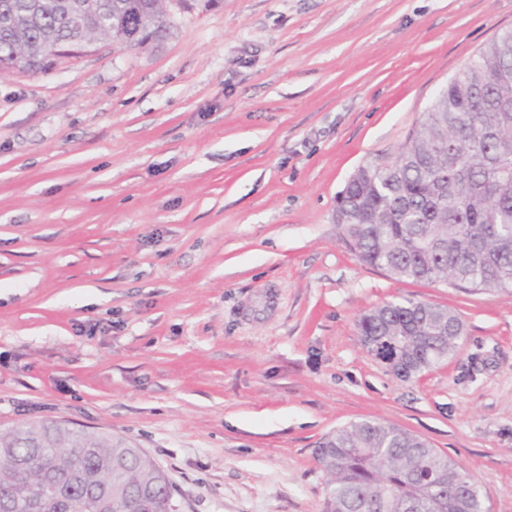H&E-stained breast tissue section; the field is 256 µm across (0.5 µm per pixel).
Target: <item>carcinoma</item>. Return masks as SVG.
Masks as SVG:
<instances>
[{
	"label": "carcinoma",
	"mask_w": 512,
	"mask_h": 512,
	"mask_svg": "<svg viewBox=\"0 0 512 512\" xmlns=\"http://www.w3.org/2000/svg\"><path fill=\"white\" fill-rule=\"evenodd\" d=\"M50 0L39 27L4 28L0 54L20 38L44 55L76 37ZM112 16L100 38L130 46L123 24L148 14L137 44L170 35L163 0H92ZM358 260L395 279L512 294V29L481 48L434 97L390 162L363 166L336 209ZM452 310L399 298L366 311L362 346L409 381L448 360L464 333ZM326 476L322 512H484L475 481L422 437L361 420L317 443ZM0 512H176L173 488L147 453L122 436L56 421L0 430Z\"/></svg>",
	"instance_id": "1"
}]
</instances>
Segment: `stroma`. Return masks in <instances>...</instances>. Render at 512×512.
Wrapping results in <instances>:
<instances>
[{
	"instance_id": "1",
	"label": "stroma",
	"mask_w": 512,
	"mask_h": 512,
	"mask_svg": "<svg viewBox=\"0 0 512 512\" xmlns=\"http://www.w3.org/2000/svg\"><path fill=\"white\" fill-rule=\"evenodd\" d=\"M171 36L0 73V428L139 443L177 512H321L327 432L398 425L512 512V296L397 280L336 200L392 160L512 0H168ZM397 297L465 324L403 382ZM358 334L368 353L372 350V356L380 359L393 376L409 381L436 368L457 351L464 325L447 307L399 298L366 311L358 322Z\"/></svg>"
}]
</instances>
